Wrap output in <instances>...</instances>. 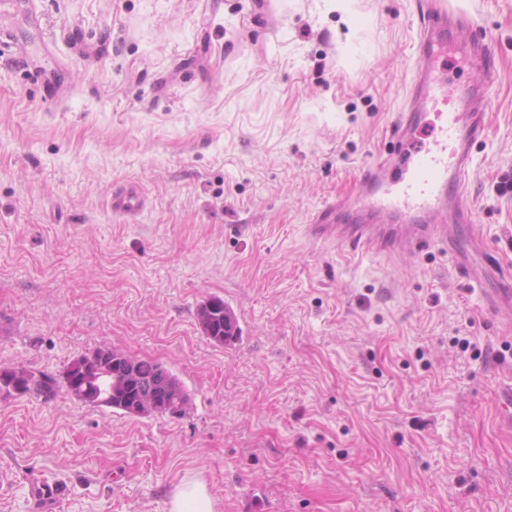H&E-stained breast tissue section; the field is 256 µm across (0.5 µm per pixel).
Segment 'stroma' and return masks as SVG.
Instances as JSON below:
<instances>
[{
	"mask_svg": "<svg viewBox=\"0 0 512 512\" xmlns=\"http://www.w3.org/2000/svg\"><path fill=\"white\" fill-rule=\"evenodd\" d=\"M490 71L467 223L393 255L309 235L399 151L419 0H0V368L62 377L100 346L191 402L136 417L0 398V512H512V0H449ZM143 209L113 212L115 189ZM224 299L241 336L211 343ZM197 319L203 335L218 345H228L239 336L232 310L219 297L207 300L198 309ZM169 512H215V501L202 481L187 478L173 491Z\"/></svg>",
	"mask_w": 512,
	"mask_h": 512,
	"instance_id": "35a3bbf8",
	"label": "stroma"
}]
</instances>
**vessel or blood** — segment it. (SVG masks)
Wrapping results in <instances>:
<instances>
[{
  "label": "vessel or blood",
  "instance_id": "obj_1",
  "mask_svg": "<svg viewBox=\"0 0 512 512\" xmlns=\"http://www.w3.org/2000/svg\"><path fill=\"white\" fill-rule=\"evenodd\" d=\"M419 23L422 56L413 105L401 114L397 124V138L405 156L400 173L391 176L387 161L365 170L355 193L364 201L366 222L339 230L318 220L310 227L315 236L337 233L343 244L354 249L416 251L436 242V221L461 219L470 213L464 186L471 149L486 136L480 92L449 93L439 60L453 49L470 65L482 69L486 52L479 44L456 40L454 22L445 9L423 7ZM430 117L437 124L432 128L431 145L424 148L417 136ZM379 213L400 216L401 221L390 226L375 224L373 218Z\"/></svg>",
  "mask_w": 512,
  "mask_h": 512
}]
</instances>
